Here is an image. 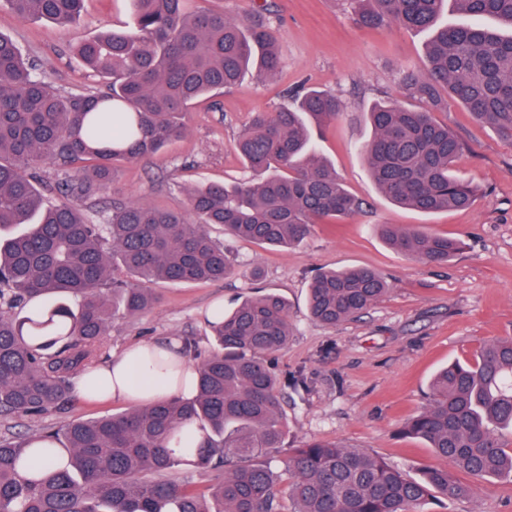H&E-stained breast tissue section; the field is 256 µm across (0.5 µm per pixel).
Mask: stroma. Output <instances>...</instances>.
I'll list each match as a JSON object with an SVG mask.
<instances>
[{"label": "stroma", "instance_id": "obj_1", "mask_svg": "<svg viewBox=\"0 0 512 512\" xmlns=\"http://www.w3.org/2000/svg\"><path fill=\"white\" fill-rule=\"evenodd\" d=\"M270 3V21L279 31L278 73L265 80L246 76L219 95V108L207 100L194 105L182 139L150 161L120 164L112 184L93 191L84 205L97 220L115 198L187 212L184 186L243 176L234 139L251 114L275 111L287 90L310 86L333 91L345 103L336 121L318 132V150L366 209L339 224L314 225L291 249H263L212 228L238 275L217 283H149L157 304L137 318L114 321L105 349L112 355L134 341L174 337L195 343L205 355L212 349L205 316L215 303L228 305L260 288L278 293L288 301L295 334L275 363L285 374L303 371L308 385L284 398L288 446L340 440L418 478L437 459L424 441L399 430L426 404L434 374L448 362L472 358L487 340L512 336V142L449 100L434 116L463 140L454 170L481 190V199L470 209L432 214L393 204L377 190L360 153L371 134L364 114L378 99L404 103L401 75L422 66L425 34L360 27L347 0ZM129 21V0H87L75 27L22 22L0 10V32L64 94L101 87L74 59L73 46ZM380 224L421 226L461 238L466 247L448 265L425 264L388 245L376 230ZM256 267L262 271L258 279L251 275ZM351 267L379 271L388 293L357 321L328 328L311 320L306 299L316 269ZM127 408L119 400H75L63 412L19 421L18 428L34 434ZM458 479L471 485L470 496L431 499L418 512H512V480L473 481L463 473Z\"/></svg>", "mask_w": 512, "mask_h": 512}]
</instances>
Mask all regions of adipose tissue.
I'll return each instance as SVG.
<instances>
[{"mask_svg": "<svg viewBox=\"0 0 512 512\" xmlns=\"http://www.w3.org/2000/svg\"><path fill=\"white\" fill-rule=\"evenodd\" d=\"M195 367L173 351L171 344L139 341L119 355L80 376L75 394L82 399L120 400L147 406L160 398L188 397Z\"/></svg>", "mask_w": 512, "mask_h": 512, "instance_id": "ef3b65f1", "label": "adipose tissue"}]
</instances>
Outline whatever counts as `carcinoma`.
<instances>
[{
	"mask_svg": "<svg viewBox=\"0 0 512 512\" xmlns=\"http://www.w3.org/2000/svg\"><path fill=\"white\" fill-rule=\"evenodd\" d=\"M454 2L472 22L448 25ZM84 0H0L20 21L76 23ZM121 31L82 39L80 64L104 90L64 95L42 80L17 42L0 33V417L35 420L71 402L76 378L103 360L118 318H135L153 299L140 281L189 284L235 274L209 228L262 248H292L316 224L359 214L353 195L319 155L314 129L336 118L334 92L302 88L273 112H257L235 139L245 169L263 178L186 189L190 222L151 203L114 200L96 222L81 204L112 182L118 162L146 159L187 132L186 112L253 71L281 67L278 36L254 13L249 27L224 12L193 11L187 0H132ZM365 28L429 34L425 71L404 70L402 87L418 107L379 101L366 112L361 146L371 177L389 200L422 213L473 207L476 186L453 164L464 142L433 110L456 98L478 121L512 140V0H349ZM62 166L67 201L45 202L32 173ZM380 236L419 261L446 265L460 238L380 224ZM127 276L114 277L115 269ZM388 291L376 271L317 272L307 307L336 327L361 317ZM71 296L80 298L72 307ZM216 343L196 365L195 395L77 419L32 435L0 436V512H417L431 497L457 499L474 479L512 478V337L482 343L473 358L448 364L430 400L401 434L428 443L443 461L420 480L339 441L288 448L281 400L290 382L271 355L294 334L288 301L249 297L206 317ZM59 465L22 473L30 444ZM285 456L286 488L273 470ZM211 474L199 488L172 475Z\"/></svg>",
	"mask_w": 512,
	"mask_h": 512,
	"instance_id": "obj_1",
	"label": "carcinoma"
}]
</instances>
